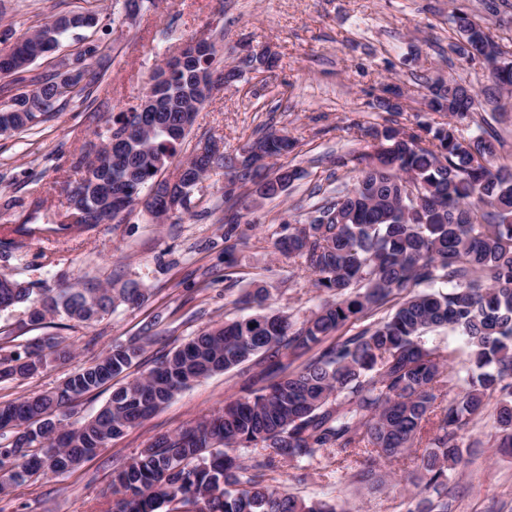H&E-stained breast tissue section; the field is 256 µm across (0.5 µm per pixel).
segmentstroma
Segmentation results:
<instances>
[{
  "label": "stroma",
  "mask_w": 512,
  "mask_h": 512,
  "mask_svg": "<svg viewBox=\"0 0 512 512\" xmlns=\"http://www.w3.org/2000/svg\"><path fill=\"white\" fill-rule=\"evenodd\" d=\"M113 0H98L100 26L84 39L110 46L106 77L96 102L87 109L67 105L32 131L0 137V275L37 288L91 282L121 287L137 282L147 290L141 306H119L85 325L59 315L33 328L24 307L0 311V347L22 350L35 336H59L72 344L73 359L52 364L32 378L0 381V402L56 387L83 364L101 356L113 342L144 339L141 355L125 373L132 380L148 371L170 349L195 336L206 324L243 316L227 282L248 287L264 282L274 307L302 320L327 299L309 272L275 254L273 241L282 221H305L311 207L334 188L353 184L356 156L373 151L370 128L446 122L443 112L425 106L423 83L443 74L490 86L478 63L450 59L452 9L483 15L484 0H156L136 22L114 11ZM84 0H0V32L23 33L57 14L84 8ZM213 40L224 62L242 46H267L277 62L251 72L213 93L199 112L187 147L211 136L236 153L266 128L295 140L285 157L301 176L277 199L254 204L240 188L231 206L246 214L240 225L234 265L224 261L223 170L203 181L202 201L177 222L156 223L143 206L119 223L99 224L63 240L43 236L10 250V228L57 221L52 188L74 174L73 166L95 143L94 131L113 112L136 105L146 77L165 54L188 39ZM389 87L400 88L404 108L390 114L376 109ZM491 123L500 139L499 160L512 166V110L498 114L482 101L471 118L459 122L463 136ZM248 372L231 371L199 380L179 391L141 425L75 469L61 476H35L0 493V512H106L112 472L149 445L241 394ZM493 416L471 424L462 435L465 467L448 483L452 512H512V455L497 448ZM414 465L404 458L389 464V482L370 490L335 467L307 468L297 481V463L281 468L278 480L307 499H335L347 512H400L404 499L418 492Z\"/></svg>",
  "instance_id": "1"
}]
</instances>
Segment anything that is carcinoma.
Returning <instances> with one entry per match:
<instances>
[{"label": "carcinoma", "instance_id": "cac0c4a2", "mask_svg": "<svg viewBox=\"0 0 512 512\" xmlns=\"http://www.w3.org/2000/svg\"><path fill=\"white\" fill-rule=\"evenodd\" d=\"M95 10L72 12L44 22L0 53V73L24 88L0 107V136L45 122L56 106L74 99L92 102L103 74L91 44L58 64L51 74H31V65L56 53L77 30L99 25ZM457 39L450 52L474 60L469 46L489 48L484 68L499 96H512V61L495 55L494 37L472 14L452 12ZM216 54L181 65L170 57L149 76L145 97L161 106L142 112L144 126L116 143L127 122L114 112L94 131L100 146L76 162V177L60 183L65 211L60 223L92 227L101 215L129 213L143 192L157 199L161 220L181 218L197 207L194 191L213 168L235 186L292 184L299 172L286 165L266 172V160L293 148L288 135L268 131L243 153L209 157L193 147L171 175L169 163L191 130L188 116L207 101L196 72L218 74ZM231 80L243 67L234 65ZM428 108L448 113V122L417 131L374 129L372 154L357 157L352 187L313 207L304 224H283L273 242L284 258L314 275V286L331 293L309 318L299 321L269 303L262 285L242 290L239 302L256 312L204 327L168 351L147 373L112 383L140 356L143 345L114 343L84 364L55 390L0 403V491L39 474L70 472L140 424L182 388L246 363L257 368L258 387L224 403V409L173 435H161L117 469L106 512H346L334 501L305 500L288 493L274 474L281 463L325 460L350 472L354 482L379 481V462L414 456L422 493L404 502V512H448V481L462 464L460 432L495 401V435L512 448V167L497 164V139L481 130L464 138L457 121L472 112L479 93L454 78L426 82ZM242 216L224 217V257L231 258ZM427 290L379 309L406 288ZM146 301L136 282L114 289L79 282L67 288H36L0 278V310L22 305L31 325L52 315L89 325L123 303ZM359 330L345 336L349 323ZM440 328L459 333L471 367L461 399L443 404L447 367L456 350L431 342ZM284 350L315 354L298 369L266 379L265 360ZM72 358L71 346L55 336L36 337L23 351L0 356V380L26 379L50 363ZM83 396L104 387L109 400L90 419L67 422L72 391Z\"/></svg>", "mask_w": 512, "mask_h": 512}]
</instances>
